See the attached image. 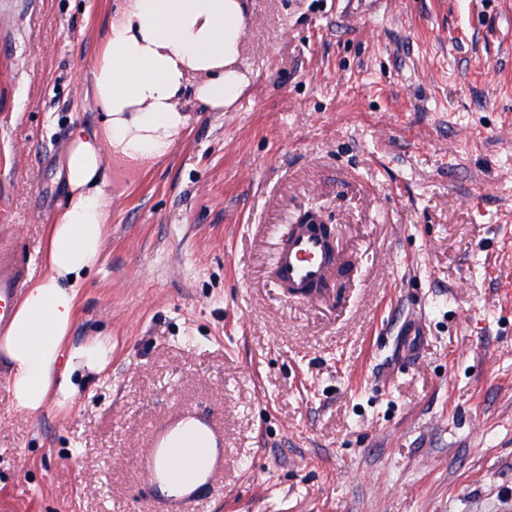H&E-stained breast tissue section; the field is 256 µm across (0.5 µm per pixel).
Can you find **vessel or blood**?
<instances>
[{"instance_id": "1", "label": "vessel or blood", "mask_w": 512, "mask_h": 512, "mask_svg": "<svg viewBox=\"0 0 512 512\" xmlns=\"http://www.w3.org/2000/svg\"><path fill=\"white\" fill-rule=\"evenodd\" d=\"M341 263L335 242L323 229L293 224L274 254L273 271L290 295L311 298L328 291L330 274ZM28 273L27 262L12 249L0 250V330L10 324ZM427 336L425 318L412 316L403 322L394 349L401 364L410 366L419 360ZM176 458L194 468L191 479L180 480L168 468V461ZM141 463L165 512H180L183 504L195 501L200 489L223 471L224 438L211 419L182 411L155 429L142 451Z\"/></svg>"}]
</instances>
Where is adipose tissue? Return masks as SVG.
Segmentation results:
<instances>
[{
	"label": "adipose tissue",
	"mask_w": 512,
	"mask_h": 512,
	"mask_svg": "<svg viewBox=\"0 0 512 512\" xmlns=\"http://www.w3.org/2000/svg\"><path fill=\"white\" fill-rule=\"evenodd\" d=\"M244 26L243 0H123L110 17L84 93L97 121L79 128L66 151V200L46 242L50 272L31 281L0 337L22 411L50 399L73 404L112 361L110 339L69 341L76 290L102 252L112 183L105 155L138 164L166 154L186 124V86L213 110L236 101L247 84Z\"/></svg>",
	"instance_id": "1"
}]
</instances>
